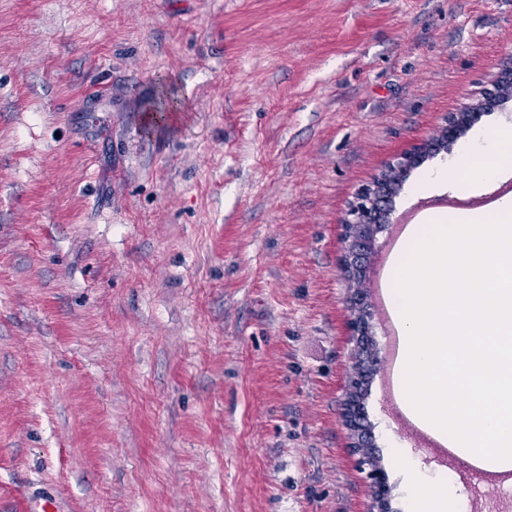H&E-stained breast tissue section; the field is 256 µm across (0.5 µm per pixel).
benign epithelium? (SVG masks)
<instances>
[{"instance_id": "benign-epithelium-1", "label": "benign epithelium", "mask_w": 512, "mask_h": 512, "mask_svg": "<svg viewBox=\"0 0 512 512\" xmlns=\"http://www.w3.org/2000/svg\"><path fill=\"white\" fill-rule=\"evenodd\" d=\"M506 65L492 81L491 87L460 112L445 116L434 137L389 160L369 185L360 190L349 203L341 221V256L339 270L346 281L367 280L366 261L376 249L377 234L390 224L392 199L396 187L411 170L430 155L446 150L465 132L476 113L492 111L512 99V46L504 52ZM347 324L353 352L361 351L371 369L380 365L374 340L373 312L366 292L350 290L347 297ZM365 380L349 373L345 390L342 420L349 431L350 448L368 468L370 481L369 512L391 510V487L385 470L371 451V432L366 423L363 387Z\"/></svg>"}]
</instances>
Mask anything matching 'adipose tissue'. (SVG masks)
<instances>
[{
  "label": "adipose tissue",
  "mask_w": 512,
  "mask_h": 512,
  "mask_svg": "<svg viewBox=\"0 0 512 512\" xmlns=\"http://www.w3.org/2000/svg\"><path fill=\"white\" fill-rule=\"evenodd\" d=\"M511 164L512 128L498 127L476 134L446 164L425 173L419 189L424 192L448 181L458 190L469 191ZM394 455L406 473V512H465L467 497L455 477L420 471L402 449H395Z\"/></svg>",
  "instance_id": "adipose-tissue-1"
}]
</instances>
